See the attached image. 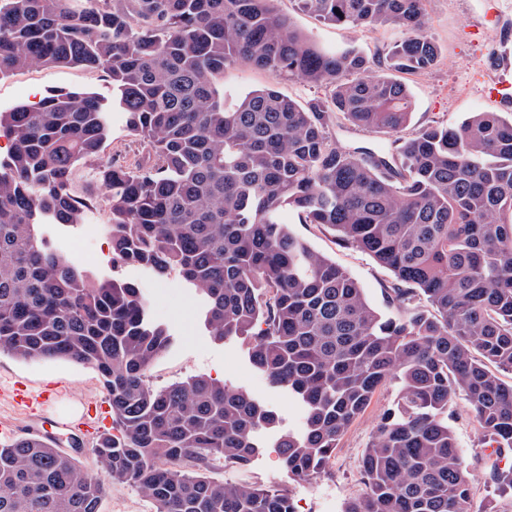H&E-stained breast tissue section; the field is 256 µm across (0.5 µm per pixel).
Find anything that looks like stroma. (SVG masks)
Listing matches in <instances>:
<instances>
[{
  "label": "stroma",
  "mask_w": 512,
  "mask_h": 512,
  "mask_svg": "<svg viewBox=\"0 0 512 512\" xmlns=\"http://www.w3.org/2000/svg\"><path fill=\"white\" fill-rule=\"evenodd\" d=\"M275 6L318 45L333 49L351 44L373 62L384 58L388 48L402 36L401 29L395 26L348 29L320 22L301 12L295 0H276ZM425 8L427 33L439 48V59L430 69L403 77L415 100L413 125L433 121L456 125L474 112L512 114V99L486 98L487 82L483 77L487 71L500 76L505 67H512V0H426ZM218 83L228 96L272 86L302 104L325 100L332 94L330 86L280 77L246 63L225 69ZM55 90L93 93L108 100L112 97V80L105 72L74 66L21 69L0 78V110L35 103ZM141 149L140 140L128 128L126 113L112 109L108 114L105 152L130 160ZM108 221L107 210L96 206L86 211L83 223L44 224L39 231L51 249L94 277L108 279L116 275L140 288L148 301L149 320L166 328L172 339L168 350L147 373L150 384L162 386L206 376L265 402L278 415L281 430H300L303 424L300 405L286 391L270 385L249 361L240 343L221 341L212 335L202 318L203 298L194 288L178 276L160 280L135 265L113 269L112 239L109 234L97 232L98 225ZM288 222L313 250L345 269L380 314L396 316V309L386 298V288L393 279L389 270L367 254L340 245L330 229L300 223L293 214ZM76 234L96 236V246L88 251L70 248L67 241ZM18 380L34 393L58 386L59 394L48 412L59 419L80 416L88 405L104 404L106 398L97 373L88 366L66 359L25 361L2 352L0 425L10 427L17 438L29 434L28 414L26 409L12 403L3 390ZM399 391L400 384L394 378L376 390L366 411L344 432L326 475L307 480L293 477L272 449L273 439L269 436L247 467L216 461L209 475L227 483L247 482L285 490L298 512H343L347 501L363 490L362 452L374 438L383 413L396 402ZM450 425L471 472V512H484L491 500L496 501L499 512H512V499L495 498L493 487L486 479L492 460L480 446L473 415L465 400H457Z\"/></svg>",
  "instance_id": "stroma-1"
}]
</instances>
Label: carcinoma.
Wrapping results in <instances>:
<instances>
[{"instance_id": "cac0c4a2", "label": "carcinoma", "mask_w": 512, "mask_h": 512, "mask_svg": "<svg viewBox=\"0 0 512 512\" xmlns=\"http://www.w3.org/2000/svg\"><path fill=\"white\" fill-rule=\"evenodd\" d=\"M275 0H0V75L79 66L112 79L146 152L104 154V100L58 92L0 112V351L92 368L112 409L94 478L51 437L0 444V512H100L134 485L155 512H294L280 489L211 479L212 461L246 466L273 410L195 377L154 388L146 373L171 345L133 283L95 280L51 250L42 218L80 224L105 190L112 268L177 273L206 301L204 323L304 410L273 447L294 477L327 473L342 434L389 377L400 380L364 449L363 494L344 512H470V477L448 425L456 399L480 444L512 456V116L474 112L457 126L407 129L408 86L388 72L434 66L425 0H296L347 28L405 36L373 73L347 45L319 49ZM238 61L334 87L301 105L264 87L224 102L217 79ZM336 120L408 137L394 153L345 148ZM328 227L394 276L396 317L288 224ZM490 482L512 497V464Z\"/></svg>"}]
</instances>
